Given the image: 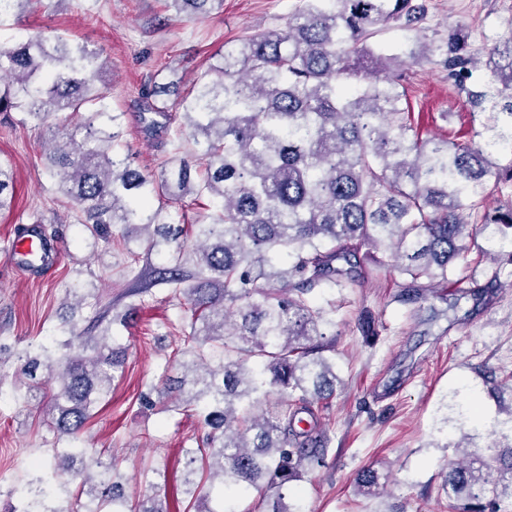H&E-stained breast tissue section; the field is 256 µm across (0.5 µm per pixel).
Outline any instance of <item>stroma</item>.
<instances>
[{"label": "stroma", "instance_id": "35a3bbf8", "mask_svg": "<svg viewBox=\"0 0 512 512\" xmlns=\"http://www.w3.org/2000/svg\"><path fill=\"white\" fill-rule=\"evenodd\" d=\"M429 32L464 23L476 53L512 36V0H422ZM300 0H224L200 19L174 17L168 0H34L0 26V48L43 32L97 51L107 62L103 91L119 114L122 154L134 168L158 176L168 169L179 142V100L193 89L215 53L273 27L285 26ZM408 110L425 136L466 137L480 129L473 111L448 87L434 64L405 69ZM161 87L167 112L156 128L144 121L143 94ZM50 134L20 112L0 113V161L16 175L13 204L0 212V512L22 487L34 462L49 464L55 436L49 398L30 397L18 357L52 336L61 322L87 334L88 309H70L65 298L99 289L109 319L126 348L123 373L112 396L82 429V447L111 459L126 476L133 499L159 492L170 512L185 505V449L203 429L194 412L176 409L163 389L177 376L172 363L183 345L186 305L174 285L157 283L138 294V274L166 266L164 255L143 240L89 237L80 214L51 177L44 154ZM41 224L57 239L54 271L13 268L8 246L24 225ZM469 277L476 294L419 282L387 265L364 260L362 275L322 296L339 300L336 374L343 385L330 401L329 448L323 466L298 482L303 512H449L440 471L454 451L455 435L442 420L454 402L476 400L486 418L512 405V260L478 234L467 242L450 280ZM381 324L376 338L358 330L362 314ZM373 466L391 471L387 493L364 497L356 477Z\"/></svg>", "mask_w": 512, "mask_h": 512}]
</instances>
